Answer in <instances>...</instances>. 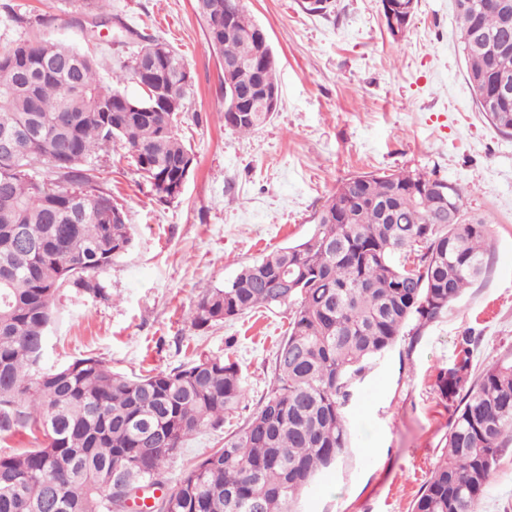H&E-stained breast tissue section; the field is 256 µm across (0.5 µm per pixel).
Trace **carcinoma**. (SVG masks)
Segmentation results:
<instances>
[{
	"label": "carcinoma",
	"instance_id": "cac0c4a2",
	"mask_svg": "<svg viewBox=\"0 0 512 512\" xmlns=\"http://www.w3.org/2000/svg\"><path fill=\"white\" fill-rule=\"evenodd\" d=\"M107 0H77L86 34L112 26ZM502 0H454L473 96L512 73V18ZM236 0H195L209 50L254 63L278 86L275 61L258 56L257 24ZM140 46L127 70L99 75L96 56L37 37L0 52V133H25L0 159V439L25 428L32 448L0 456V512H129L125 497L165 483L163 464L205 426L224 425L244 395L230 356L199 357L171 371L128 377L95 357L38 368L53 302L81 288L107 298L95 276L131 245L130 226L92 163L118 142L169 203L194 154L179 135L188 89L185 59L168 44L119 23ZM152 71L150 90L120 84ZM484 118L512 134V100ZM271 118L224 113L249 133ZM42 164V174L34 172ZM463 190L422 173H365L326 200L313 232L205 290L190 312L202 328L258 307L288 311L274 382L234 435L186 468L147 512H298L307 490L349 448L344 412L352 380L409 325L441 318L488 270L490 225L462 213ZM23 235L15 234V229ZM475 337L464 336L437 391L452 410L445 452L412 512H478L504 440L512 435V358L472 375Z\"/></svg>",
	"mask_w": 512,
	"mask_h": 512
}]
</instances>
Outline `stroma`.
Instances as JSON below:
<instances>
[{
  "instance_id": "obj_1",
  "label": "stroma",
  "mask_w": 512,
  "mask_h": 512,
  "mask_svg": "<svg viewBox=\"0 0 512 512\" xmlns=\"http://www.w3.org/2000/svg\"><path fill=\"white\" fill-rule=\"evenodd\" d=\"M245 0L269 38L280 105L248 134L225 127L216 56L193 0H108L113 16L164 38L186 60L191 92L180 135L195 164L180 197L157 202L124 149L96 174L131 226L129 250L98 276L107 298L61 290L42 369L95 356L113 371H168L198 355L237 360L245 397L221 428H202L165 462L181 472L241 426L269 393L286 311L252 312L204 329L188 313L264 254L310 235L340 182L363 173L419 172L463 189L465 216L490 226L491 265L447 314L404 332L349 388L352 445L304 493L299 512H410L440 458L450 412L436 391L459 342H478L473 369L512 355V135L482 116L466 80L453 0H417L405 34L386 30L380 0ZM24 23H17V16ZM36 35L115 65L136 47L110 30L88 40L67 0H0V48ZM480 512H512V438L505 441Z\"/></svg>"
}]
</instances>
